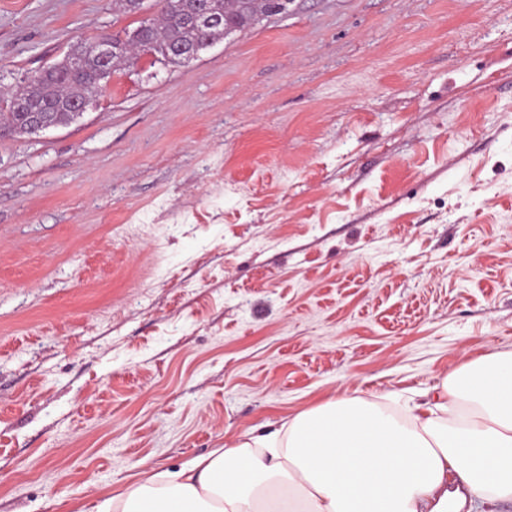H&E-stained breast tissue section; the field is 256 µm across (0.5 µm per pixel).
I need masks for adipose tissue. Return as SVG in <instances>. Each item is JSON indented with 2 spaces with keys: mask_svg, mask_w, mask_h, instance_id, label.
<instances>
[{
  "mask_svg": "<svg viewBox=\"0 0 512 512\" xmlns=\"http://www.w3.org/2000/svg\"><path fill=\"white\" fill-rule=\"evenodd\" d=\"M427 396L342 395L143 471L91 512H448L452 482L470 512L512 504V351L462 364Z\"/></svg>",
  "mask_w": 512,
  "mask_h": 512,
  "instance_id": "1",
  "label": "adipose tissue"
}]
</instances>
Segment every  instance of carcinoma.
<instances>
[{
	"mask_svg": "<svg viewBox=\"0 0 512 512\" xmlns=\"http://www.w3.org/2000/svg\"><path fill=\"white\" fill-rule=\"evenodd\" d=\"M163 0H157L160 6V18L157 22L148 23L146 32V43L165 45L172 40H178L185 46L190 47L206 41L217 42L224 37V29L212 28L206 33H198L184 28L178 17L165 10L162 6ZM273 0H223L225 21L232 23L238 29H244L252 23V16L256 12L263 13L272 7ZM97 60L88 56L86 68L77 71H58L41 77L39 74L32 75L35 85L28 87L23 82L15 92L20 96L29 94L32 98H39L46 102H60L70 97L91 98L103 93L101 87L93 78L96 70Z\"/></svg>",
	"mask_w": 512,
	"mask_h": 512,
	"instance_id": "cac0c4a2",
	"label": "carcinoma"
}]
</instances>
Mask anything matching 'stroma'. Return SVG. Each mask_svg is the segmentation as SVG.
Here are the masks:
<instances>
[{"mask_svg":"<svg viewBox=\"0 0 512 512\" xmlns=\"http://www.w3.org/2000/svg\"><path fill=\"white\" fill-rule=\"evenodd\" d=\"M116 0H0V108ZM512 351V0H291L0 138V512H89Z\"/></svg>","mask_w":512,"mask_h":512,"instance_id":"obj_1","label":"stroma"}]
</instances>
